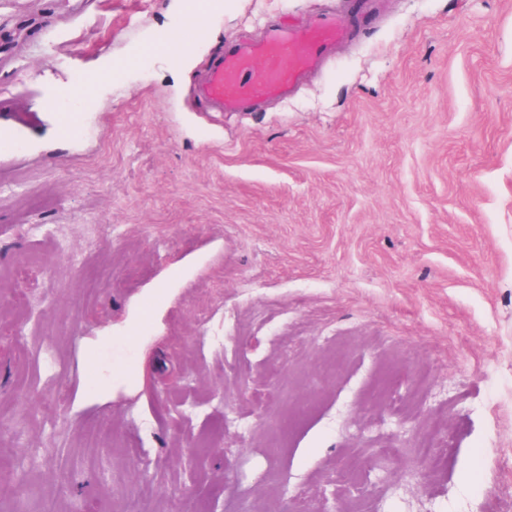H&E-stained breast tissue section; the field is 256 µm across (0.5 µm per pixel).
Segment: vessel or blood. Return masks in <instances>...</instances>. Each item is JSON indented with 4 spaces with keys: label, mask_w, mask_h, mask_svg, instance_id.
Returning a JSON list of instances; mask_svg holds the SVG:
<instances>
[{
    "label": "vessel or blood",
    "mask_w": 512,
    "mask_h": 512,
    "mask_svg": "<svg viewBox=\"0 0 512 512\" xmlns=\"http://www.w3.org/2000/svg\"><path fill=\"white\" fill-rule=\"evenodd\" d=\"M211 0H184L185 23L162 33L158 43L191 45L201 36L199 18ZM350 33L333 15H321L301 26H275L251 42L226 44L210 62L199 97L214 112H247L267 99L287 96L310 72L321 68L337 43Z\"/></svg>",
    "instance_id": "1"
}]
</instances>
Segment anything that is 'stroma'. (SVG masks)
Returning a JSON list of instances; mask_svg holds the SVG:
<instances>
[{"instance_id":"obj_1","label":"stroma","mask_w":512,"mask_h":512,"mask_svg":"<svg viewBox=\"0 0 512 512\" xmlns=\"http://www.w3.org/2000/svg\"><path fill=\"white\" fill-rule=\"evenodd\" d=\"M182 2L0 0V512H512V0H379L224 113L226 42L350 0L141 59Z\"/></svg>"}]
</instances>
